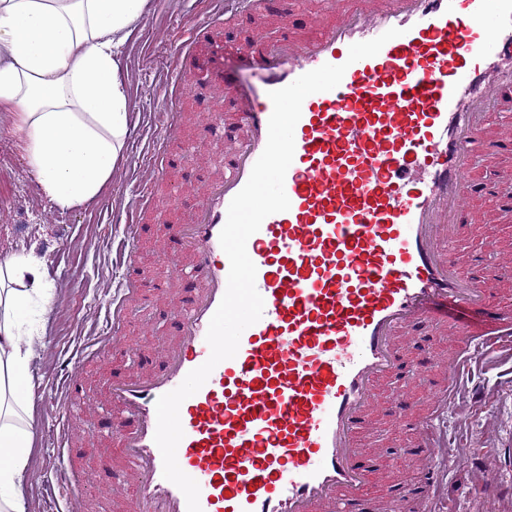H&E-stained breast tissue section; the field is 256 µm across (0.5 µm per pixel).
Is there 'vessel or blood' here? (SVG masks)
I'll return each mask as SVG.
<instances>
[{
    "label": "vessel or blood",
    "mask_w": 512,
    "mask_h": 512,
    "mask_svg": "<svg viewBox=\"0 0 512 512\" xmlns=\"http://www.w3.org/2000/svg\"><path fill=\"white\" fill-rule=\"evenodd\" d=\"M223 23V0H214L185 29L181 54L202 38L221 47ZM393 27L401 36L376 56L348 62L350 45ZM312 29L251 52L232 139L224 137L226 80L210 84V138L226 153L190 221L169 230L189 257L178 278L194 296L172 310L177 332L156 348L160 369L110 387L118 468L100 492L128 499L130 512H187L184 494L163 476L156 402L210 356L206 334L229 272L219 235L266 146L269 93L323 64L346 71L336 88L302 104L285 177L290 208L247 241L263 315L179 409L176 458L200 487L202 512H348L372 476L362 464L368 456L382 466L424 465L421 490L403 510L388 499L378 507L420 512L447 463L436 434L466 358L496 343L429 304L442 297L490 308L512 285V249L497 246L509 268L490 280L470 273L461 250L468 226L492 220L471 193V158L478 152L491 163L512 146V129L487 122L512 102V0H350L314 16ZM164 187L157 161L127 214ZM441 324L457 351L429 353L425 398L434 411L416 424L413 446L364 448L359 432L381 411L376 385L406 370L412 326ZM53 482L68 491L65 512H83L74 470L60 468Z\"/></svg>",
    "instance_id": "obj_1"
}]
</instances>
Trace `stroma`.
<instances>
[{"instance_id": "1", "label": "stroma", "mask_w": 512, "mask_h": 512, "mask_svg": "<svg viewBox=\"0 0 512 512\" xmlns=\"http://www.w3.org/2000/svg\"><path fill=\"white\" fill-rule=\"evenodd\" d=\"M263 11L247 12L237 0H224L229 20L224 25V48L217 54H204L182 71V92L174 106L182 110V135L170 149L177 161L169 170L171 180L190 189L192 178L212 167L214 157L200 160L181 158L185 141L207 139L206 115L199 101L206 97L200 70L224 74L244 81L249 64L242 49L258 33L273 32L286 36L293 31L306 34L311 19L323 0H266ZM200 0H151L150 12L138 25L124 50V63L131 75L134 103V128L127 147L130 158L153 154L160 136L161 121L154 109L163 87L162 76L173 67V47L195 15ZM0 139L10 154L11 165L5 178L16 187V199L0 203V257L30 255L37 258L50 282L56 300L47 312V330L33 345L31 360L32 396L35 405L33 464L29 473L26 512H49L53 501L46 481L59 460L53 455L52 435L57 412L46 408L45 400L57 371L56 354L74 349L86 341L88 320L105 303L103 284L117 277L112 265L110 242L128 235L125 225L112 221V211L138 191V179L129 161L123 164L112 188L92 204L63 208L39 195L34 177L23 160V143L16 115L0 108ZM39 227L36 236H22L24 225ZM136 233L139 286L145 297L131 303L125 315V333L114 341L107 358L87 362L74 402L81 411L75 423L85 437L77 441L85 485L102 483L115 465L107 444L99 440L110 417L106 384L113 374L145 371L151 365L150 354L157 342L173 335L175 321L168 308L171 301L187 297L185 288L173 272L174 262L183 254L165 246L164 227L143 220ZM464 375L484 386L482 406H469L456 398L458 414L438 437L448 450L454 466L442 474L430 502V512H512V341H501L494 351L468 363ZM494 455L498 471L485 480L467 460L476 450ZM416 465L395 472H380L375 484L368 486L352 512H367L371 500L385 497L401 500L415 486Z\"/></svg>"}]
</instances>
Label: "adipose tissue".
<instances>
[{"mask_svg":"<svg viewBox=\"0 0 512 512\" xmlns=\"http://www.w3.org/2000/svg\"><path fill=\"white\" fill-rule=\"evenodd\" d=\"M149 0H0V107L15 112L37 189L97 200L133 125L123 49ZM55 301L35 258L0 259V512H24L34 447L29 352Z\"/></svg>","mask_w":512,"mask_h":512,"instance_id":"adipose-tissue-1","label":"adipose tissue"}]
</instances>
